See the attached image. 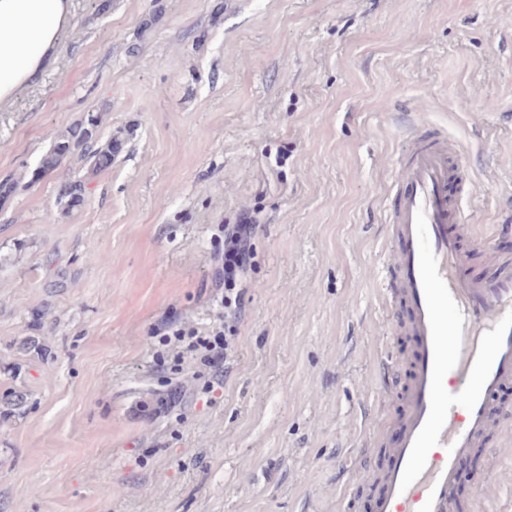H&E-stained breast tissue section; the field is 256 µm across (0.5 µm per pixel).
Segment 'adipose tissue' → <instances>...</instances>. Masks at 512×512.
Masks as SVG:
<instances>
[{
    "mask_svg": "<svg viewBox=\"0 0 512 512\" xmlns=\"http://www.w3.org/2000/svg\"><path fill=\"white\" fill-rule=\"evenodd\" d=\"M68 14V0H0V102L43 67Z\"/></svg>",
    "mask_w": 512,
    "mask_h": 512,
    "instance_id": "1",
    "label": "adipose tissue"
}]
</instances>
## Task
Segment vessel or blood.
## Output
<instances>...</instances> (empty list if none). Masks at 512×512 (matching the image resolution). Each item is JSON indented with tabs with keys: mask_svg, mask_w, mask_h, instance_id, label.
Returning <instances> with one entry per match:
<instances>
[{
	"mask_svg": "<svg viewBox=\"0 0 512 512\" xmlns=\"http://www.w3.org/2000/svg\"><path fill=\"white\" fill-rule=\"evenodd\" d=\"M412 158L397 176L387 271L397 287H383L380 304L393 326L396 302L409 310L407 328L417 355L396 440L379 429L368 447L386 445L390 465L373 475L375 512H459L457 463L484 446L499 428L496 396L512 382V263L497 262L492 280L467 270L468 248L486 250L452 205L448 187L461 184L465 158L443 138L411 145ZM470 512H490L498 486L490 471L476 479Z\"/></svg>",
	"mask_w": 512,
	"mask_h": 512,
	"instance_id": "vessel-or-blood-1",
	"label": "vessel or blood"
}]
</instances>
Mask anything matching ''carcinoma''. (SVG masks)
Masks as SVG:
<instances>
[{"instance_id": "cac0c4a2", "label": "carcinoma", "mask_w": 512, "mask_h": 512, "mask_svg": "<svg viewBox=\"0 0 512 512\" xmlns=\"http://www.w3.org/2000/svg\"><path fill=\"white\" fill-rule=\"evenodd\" d=\"M100 115L87 114L82 123L56 136L43 156L38 172L41 174L55 170L67 157L77 154L84 160L91 173L107 169L120 152L121 141L110 138L105 142L98 139ZM85 198V185L76 180L65 184L57 199L61 212L70 213L80 207Z\"/></svg>"}]
</instances>
